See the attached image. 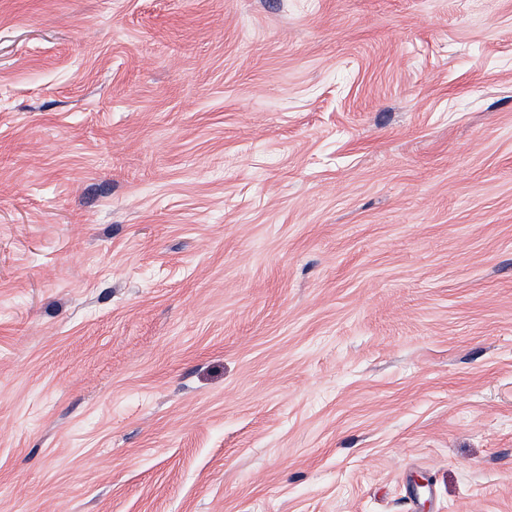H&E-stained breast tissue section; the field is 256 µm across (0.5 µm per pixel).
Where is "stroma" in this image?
I'll return each mask as SVG.
<instances>
[{
  "instance_id": "1",
  "label": "stroma",
  "mask_w": 512,
  "mask_h": 512,
  "mask_svg": "<svg viewBox=\"0 0 512 512\" xmlns=\"http://www.w3.org/2000/svg\"><path fill=\"white\" fill-rule=\"evenodd\" d=\"M0 512H512V0H0Z\"/></svg>"
}]
</instances>
